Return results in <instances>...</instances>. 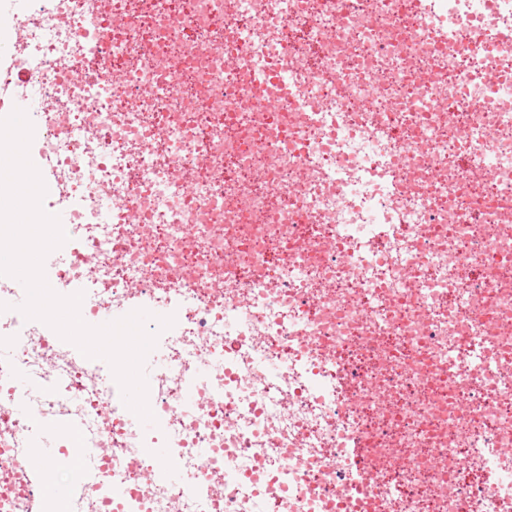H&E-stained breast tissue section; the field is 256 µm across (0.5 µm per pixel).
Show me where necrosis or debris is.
Wrapping results in <instances>:
<instances>
[{"label":"necrosis or debris","instance_id":"obj_1","mask_svg":"<svg viewBox=\"0 0 512 512\" xmlns=\"http://www.w3.org/2000/svg\"><path fill=\"white\" fill-rule=\"evenodd\" d=\"M417 3L0 13L17 45L0 92L24 71L29 157L73 214L47 282L83 291L86 322L140 297L169 362L142 431L111 370L25 319L0 275V512H30L47 420L79 430L44 468L102 479L44 512H512V0H435L480 24L478 47L439 38ZM154 447L193 488L155 479Z\"/></svg>","mask_w":512,"mask_h":512}]
</instances>
